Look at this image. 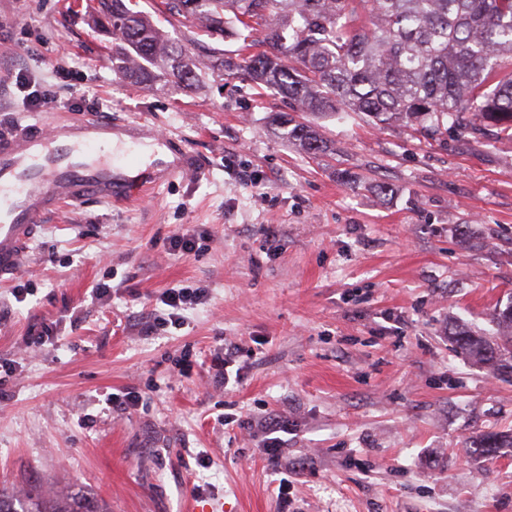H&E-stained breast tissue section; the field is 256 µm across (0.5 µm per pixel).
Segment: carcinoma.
<instances>
[{"label": "carcinoma", "mask_w": 512, "mask_h": 512, "mask_svg": "<svg viewBox=\"0 0 512 512\" xmlns=\"http://www.w3.org/2000/svg\"><path fill=\"white\" fill-rule=\"evenodd\" d=\"M135 0H98L112 43V69L149 84L166 65L169 80L196 90L207 72L185 47L168 45ZM172 18H195L206 35L243 43L241 60L209 49L212 70L239 72L288 104L270 128L311 154L328 144L318 128L295 118L359 112L378 127L413 129L428 142L453 131L462 140L512 130V0H163ZM498 338L463 327L452 336L461 353L489 371H512V307L493 311ZM466 454L492 459L512 453V433L469 438ZM0 512H111L80 491L36 494L19 503L0 491Z\"/></svg>", "instance_id": "obj_1"}]
</instances>
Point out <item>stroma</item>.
Instances as JSON below:
<instances>
[{"label":"stroma","mask_w":512,"mask_h":512,"mask_svg":"<svg viewBox=\"0 0 512 512\" xmlns=\"http://www.w3.org/2000/svg\"><path fill=\"white\" fill-rule=\"evenodd\" d=\"M96 9L0 0V75L52 92L29 110L0 85V127L140 120L206 170L147 203L59 208L0 282V490L79 488L112 512H512V455L463 453L512 430V373L449 339L458 325L495 335L494 309L512 303V138L432 146L347 112L320 122L328 154H309L270 129L285 105L250 82L120 77ZM186 230L194 250L170 254ZM173 286L205 296L163 326ZM36 323L52 343L29 344ZM231 346L241 381L226 388L212 359ZM126 392L145 406L113 411L109 394ZM272 411L291 425L275 463ZM224 413L237 422L218 424Z\"/></svg>","instance_id":"1"}]
</instances>
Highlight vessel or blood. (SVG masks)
Masks as SVG:
<instances>
[{"label": "vessel or blood", "instance_id": "vessel-or-blood-1", "mask_svg": "<svg viewBox=\"0 0 512 512\" xmlns=\"http://www.w3.org/2000/svg\"><path fill=\"white\" fill-rule=\"evenodd\" d=\"M190 152L152 127L91 116L30 133L0 131V279L14 277L37 225L61 204L116 202L177 176H201Z\"/></svg>", "mask_w": 512, "mask_h": 512}]
</instances>
